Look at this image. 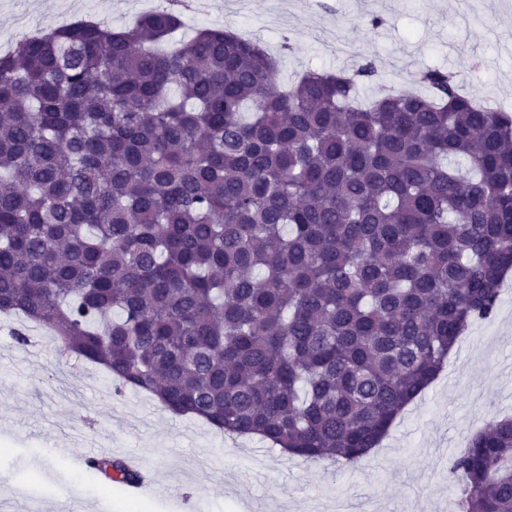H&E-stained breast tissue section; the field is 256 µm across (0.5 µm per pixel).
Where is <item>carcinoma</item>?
Instances as JSON below:
<instances>
[{"label":"carcinoma","instance_id":"carcinoma-1","mask_svg":"<svg viewBox=\"0 0 512 512\" xmlns=\"http://www.w3.org/2000/svg\"><path fill=\"white\" fill-rule=\"evenodd\" d=\"M171 5L0 55V312L116 391L355 467L493 319L512 271V114L383 91L372 60L283 91L259 43ZM88 467L118 489L144 475ZM459 512H512V416L450 467ZM231 0H212V6L208 13L203 18L198 16L183 15L184 26L180 28L175 36V40L187 41L192 38L195 31L201 27H225V19L228 10L233 6L228 3Z\"/></svg>","mask_w":512,"mask_h":512}]
</instances>
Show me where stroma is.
Listing matches in <instances>:
<instances>
[{
    "mask_svg": "<svg viewBox=\"0 0 512 512\" xmlns=\"http://www.w3.org/2000/svg\"><path fill=\"white\" fill-rule=\"evenodd\" d=\"M152 0H0V47L59 19H107L119 29ZM381 18L380 32L371 22ZM277 58L287 87L307 69L352 65L357 45L381 77L411 92L416 73H455L470 97L512 110V0H247L237 19ZM0 314V512H443L459 496L450 471L468 436L512 412V276L495 318L455 345L440 376L356 468L314 464L259 438L225 439L202 420L171 414L150 394L116 393L111 376L82 362L47 330L14 332ZM135 455L153 490L129 497L87 474L91 450Z\"/></svg>",
    "mask_w": 512,
    "mask_h": 512,
    "instance_id": "35a3bbf8",
    "label": "stroma"
}]
</instances>
